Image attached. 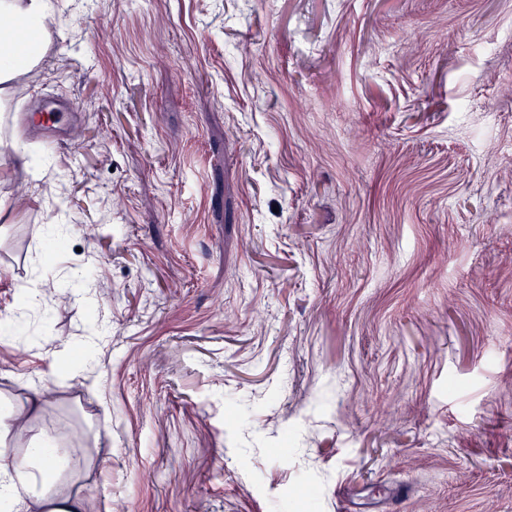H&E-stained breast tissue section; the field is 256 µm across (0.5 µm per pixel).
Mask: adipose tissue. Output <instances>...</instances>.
Here are the masks:
<instances>
[{
	"label": "adipose tissue",
	"instance_id": "obj_1",
	"mask_svg": "<svg viewBox=\"0 0 512 512\" xmlns=\"http://www.w3.org/2000/svg\"><path fill=\"white\" fill-rule=\"evenodd\" d=\"M0 14L15 21L14 28L0 32L2 99L17 93L22 77L38 66L58 25V12L54 0H0ZM45 405L37 393L19 401L0 397V439H13L28 459L21 467L0 463V496L13 512H88V501L68 491L53 464L58 435L40 424Z\"/></svg>",
	"mask_w": 512,
	"mask_h": 512
}]
</instances>
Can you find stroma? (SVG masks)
<instances>
[{
  "label": "stroma",
  "instance_id": "35a3bbf8",
  "mask_svg": "<svg viewBox=\"0 0 512 512\" xmlns=\"http://www.w3.org/2000/svg\"><path fill=\"white\" fill-rule=\"evenodd\" d=\"M58 3L0 106V388L47 394L62 478L512 512V0Z\"/></svg>",
  "mask_w": 512,
  "mask_h": 512
}]
</instances>
